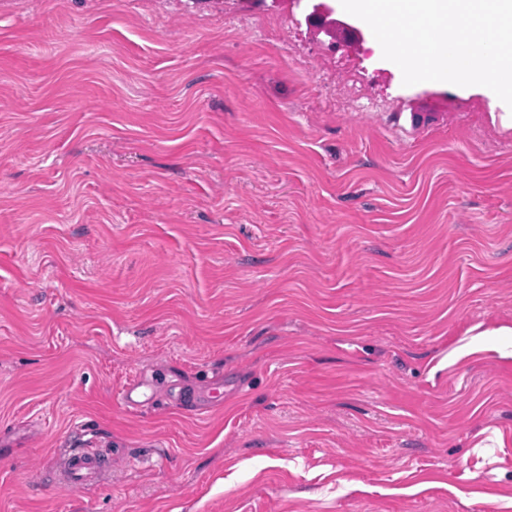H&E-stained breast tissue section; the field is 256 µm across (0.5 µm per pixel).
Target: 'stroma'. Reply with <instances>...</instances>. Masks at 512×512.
Instances as JSON below:
<instances>
[{"mask_svg": "<svg viewBox=\"0 0 512 512\" xmlns=\"http://www.w3.org/2000/svg\"><path fill=\"white\" fill-rule=\"evenodd\" d=\"M507 110L290 0H0V512H512ZM104 465L105 456L100 448H70L55 480L64 489H78L98 480Z\"/></svg>", "mask_w": 512, "mask_h": 512, "instance_id": "1", "label": "stroma"}]
</instances>
